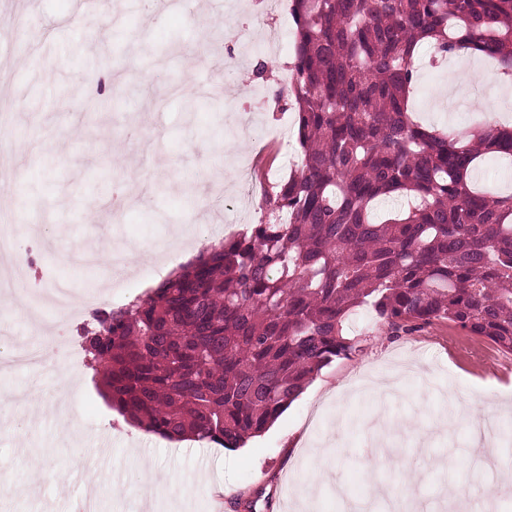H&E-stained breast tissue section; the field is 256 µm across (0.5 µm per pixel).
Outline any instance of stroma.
<instances>
[{"mask_svg":"<svg viewBox=\"0 0 512 512\" xmlns=\"http://www.w3.org/2000/svg\"><path fill=\"white\" fill-rule=\"evenodd\" d=\"M36 2L17 38L7 28L14 11L0 8V64L14 66L0 79L16 90L0 139L12 144L17 165L0 195L13 216L44 233L40 243L16 238L39 269L15 275L32 294L63 280L75 295L96 289L103 305L117 307L181 261L170 254L121 276L112 271L113 244L154 250L178 232L204 245L259 223L257 202L224 210L208 182L192 178L208 171L232 195L241 166L269 184L287 176L297 148L288 135V84L269 68L244 84L225 75L223 48L229 23L249 24L250 65L268 60L272 31L278 59L289 63L292 28L258 25L262 0H157L153 20L143 0H111L104 20L73 18L71 0ZM430 56L422 48L413 95L421 123L465 132L495 112L512 124V90L487 80L463 88L454 109L444 107L448 67L431 68ZM189 101L194 111H186ZM223 141L231 152L219 150ZM346 332L358 338L360 353L324 367L269 430L241 448L140 435L105 403L88 369L72 373L65 361L59 372L70 377L69 418L58 411L56 374L21 370L0 379V392L19 397L0 407V512H75L76 500L90 493L98 512H293V498L310 512H343L342 500H369L373 483L405 486L418 473L425 479L420 512H444V477L423 469V458L471 452L472 427L487 416L455 417L440 391L511 409L512 352L445 321L394 336L364 309ZM388 373L400 377L396 399L349 396L355 383ZM382 413L405 422L397 450L412 464L372 483L363 468L375 453L367 422ZM78 456L111 472L112 481L90 485L71 465Z\"/></svg>","mask_w":512,"mask_h":512,"instance_id":"obj_1","label":"stroma"}]
</instances>
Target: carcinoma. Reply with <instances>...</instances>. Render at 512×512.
Segmentation results:
<instances>
[{"mask_svg":"<svg viewBox=\"0 0 512 512\" xmlns=\"http://www.w3.org/2000/svg\"><path fill=\"white\" fill-rule=\"evenodd\" d=\"M288 14L300 162L264 189L268 218L80 334L111 408L171 442L264 433L358 351L345 323L363 306L393 336L448 321L512 351V193L473 177L488 157L512 165V127L463 135L409 109L423 41L512 81V0H289Z\"/></svg>","mask_w":512,"mask_h":512,"instance_id":"1","label":"carcinoma"}]
</instances>
